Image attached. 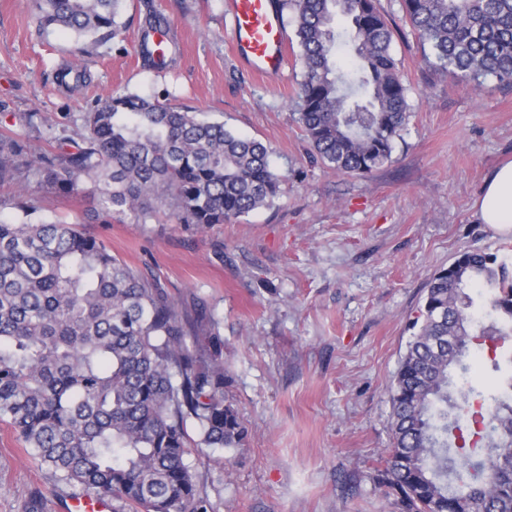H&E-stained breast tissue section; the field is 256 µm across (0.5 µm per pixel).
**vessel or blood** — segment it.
<instances>
[{
	"label": "vessel or blood",
	"mask_w": 512,
	"mask_h": 512,
	"mask_svg": "<svg viewBox=\"0 0 512 512\" xmlns=\"http://www.w3.org/2000/svg\"><path fill=\"white\" fill-rule=\"evenodd\" d=\"M235 54L249 70L280 73L287 62L288 35L274 0H227Z\"/></svg>",
	"instance_id": "obj_1"
}]
</instances>
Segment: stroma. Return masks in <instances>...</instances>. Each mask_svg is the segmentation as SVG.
<instances>
[{
    "mask_svg": "<svg viewBox=\"0 0 512 512\" xmlns=\"http://www.w3.org/2000/svg\"><path fill=\"white\" fill-rule=\"evenodd\" d=\"M180 46L165 70L138 50L143 0L130 26L86 61L92 82H53L72 36L45 34L35 0H0V127L41 112L53 135H75L82 113L131 92L220 118L271 147L282 177L272 206L205 230L169 216L150 224L96 221L81 197L29 184L47 215L79 225L113 255L153 275L188 314L221 322L224 390L248 434L207 449L197 483L213 512H400L374 479L391 446L389 384L416 330L432 275L464 251L512 258V236L479 223L473 202L512 160V88L476 94L434 71L402 0H377L412 106L391 162L366 175L313 163L296 121V46L283 73L258 76L231 51L225 0H152ZM79 488L56 481L0 420V512H65Z\"/></svg>",
    "mask_w": 512,
    "mask_h": 512,
    "instance_id": "obj_1",
    "label": "stroma"
}]
</instances>
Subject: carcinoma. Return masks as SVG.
I'll return each instance as SVG.
<instances>
[{
    "label": "carcinoma",
    "mask_w": 512,
    "mask_h": 512,
    "mask_svg": "<svg viewBox=\"0 0 512 512\" xmlns=\"http://www.w3.org/2000/svg\"><path fill=\"white\" fill-rule=\"evenodd\" d=\"M278 9L294 13L298 123L316 160L347 174L391 161L411 106L375 0H279ZM36 10L40 29L95 47L126 28L123 0H36ZM403 10L435 70L466 87H512V0H403ZM165 26L150 10L141 28L143 62L158 70L177 53L154 42ZM90 80L81 62L56 73L67 92ZM20 120L26 132L0 131V181L34 178L81 195L102 224H148L164 212L205 229L278 192L267 145L187 107L116 92L83 114L69 148L34 158L31 140L51 124L40 112ZM11 206L14 216L0 219V419L58 481L112 500V512H212L188 456L246 435L224 394L221 348L201 344L217 322L180 311L156 280L44 214L25 188ZM420 317L390 388L392 448L378 481L403 512L463 503L512 512V378L495 392L451 378L480 368L476 342L512 338L507 259L458 254L427 282Z\"/></svg>",
    "instance_id": "carcinoma-1"
}]
</instances>
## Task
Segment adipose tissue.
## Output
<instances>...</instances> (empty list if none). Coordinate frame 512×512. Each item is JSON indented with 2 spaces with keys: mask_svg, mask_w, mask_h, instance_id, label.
Listing matches in <instances>:
<instances>
[{
  "mask_svg": "<svg viewBox=\"0 0 512 512\" xmlns=\"http://www.w3.org/2000/svg\"><path fill=\"white\" fill-rule=\"evenodd\" d=\"M475 215L499 235H512V161L499 165L486 179L474 202Z\"/></svg>",
  "mask_w": 512,
  "mask_h": 512,
  "instance_id": "1",
  "label": "adipose tissue"
}]
</instances>
